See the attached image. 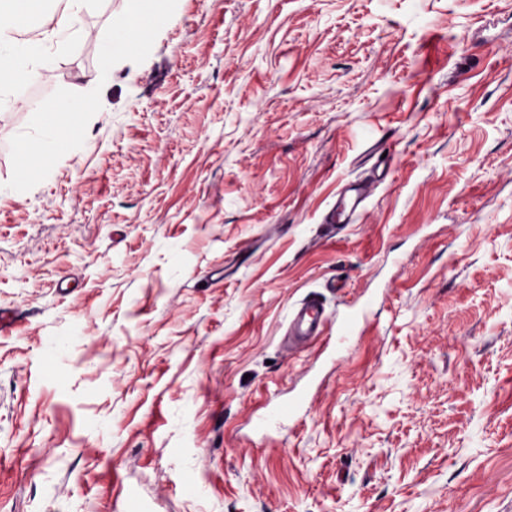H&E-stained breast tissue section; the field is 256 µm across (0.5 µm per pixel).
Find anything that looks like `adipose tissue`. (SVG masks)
<instances>
[{
	"mask_svg": "<svg viewBox=\"0 0 512 512\" xmlns=\"http://www.w3.org/2000/svg\"><path fill=\"white\" fill-rule=\"evenodd\" d=\"M100 0H56L54 10H46L44 0L28 6L26 0H0V91H17L29 81L43 77L48 66L41 60L45 45L54 43L74 25L79 13L96 9ZM41 15L43 28L39 42L16 40L29 12Z\"/></svg>",
	"mask_w": 512,
	"mask_h": 512,
	"instance_id": "obj_1",
	"label": "adipose tissue"
}]
</instances>
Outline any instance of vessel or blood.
<instances>
[{
    "instance_id": "obj_1",
    "label": "vessel or blood",
    "mask_w": 512,
    "mask_h": 512,
    "mask_svg": "<svg viewBox=\"0 0 512 512\" xmlns=\"http://www.w3.org/2000/svg\"><path fill=\"white\" fill-rule=\"evenodd\" d=\"M388 176V164L385 159H378L371 174L362 179L348 182L336 195V202L326 214L325 222L333 228L351 224L362 214L375 186L384 182ZM335 324L336 334L333 338L335 350L348 349L359 328L356 315L346 313L337 318H330L321 298L311 296L298 303L290 316L288 326V343L296 346L323 336L328 324ZM306 392L296 393L289 401L275 403L265 413L259 415L258 424L268 427L286 420L294 419L301 412L306 401Z\"/></svg>"
}]
</instances>
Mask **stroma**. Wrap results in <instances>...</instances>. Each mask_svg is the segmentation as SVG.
<instances>
[{
    "label": "stroma",
    "mask_w": 512,
    "mask_h": 512,
    "mask_svg": "<svg viewBox=\"0 0 512 512\" xmlns=\"http://www.w3.org/2000/svg\"><path fill=\"white\" fill-rule=\"evenodd\" d=\"M140 8L0 110V512H512V0H153L87 87ZM313 294L369 303L350 350L282 347ZM47 112L53 116L50 135L53 143L62 145L68 137L70 120L76 114H88L92 105L87 98L54 99L44 105ZM17 149L25 159V165L21 170L22 178L27 179L40 172L44 154L41 144L22 139L18 142ZM388 176L387 161L377 158V165L371 175L348 182L336 195V203L326 214L325 222L339 230L343 224H353L365 210L368 199L373 195L376 183H383ZM307 394L305 391L296 393L287 402H277L272 405L265 413L257 416V425L262 427H269L273 424H278L286 420H292L299 415Z\"/></svg>",
    "instance_id": "obj_1"
}]
</instances>
